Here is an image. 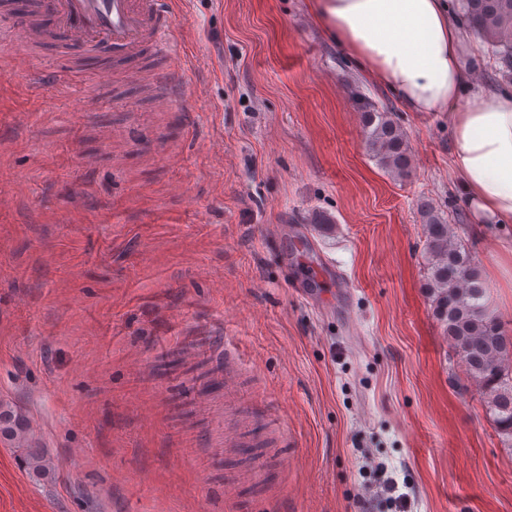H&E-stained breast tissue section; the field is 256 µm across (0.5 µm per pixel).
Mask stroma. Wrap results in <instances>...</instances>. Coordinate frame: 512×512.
I'll return each mask as SVG.
<instances>
[{"label":"stroma","instance_id":"35a3bbf8","mask_svg":"<svg viewBox=\"0 0 512 512\" xmlns=\"http://www.w3.org/2000/svg\"><path fill=\"white\" fill-rule=\"evenodd\" d=\"M163 7L184 39L176 58L141 57L137 87L117 61L106 82L93 60L61 71L49 45L15 68L0 37V192L14 199L0 213V399L37 423L48 464L36 475L0 443V512H225L230 480L236 512H396L382 467L411 512H512V448L449 359L426 288L429 199L512 330V225L475 219L447 115L361 79L305 0ZM167 69L182 104L156 112ZM351 86L405 131L409 177L368 155ZM320 212L335 219L315 248L344 273L340 298L264 233ZM217 332L241 395L199 409L189 392ZM228 423L234 449L216 444Z\"/></svg>","mask_w":512,"mask_h":512}]
</instances>
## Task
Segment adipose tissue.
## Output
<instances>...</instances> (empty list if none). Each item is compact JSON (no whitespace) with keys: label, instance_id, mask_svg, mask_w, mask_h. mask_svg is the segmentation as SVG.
<instances>
[{"label":"adipose tissue","instance_id":"1","mask_svg":"<svg viewBox=\"0 0 512 512\" xmlns=\"http://www.w3.org/2000/svg\"><path fill=\"white\" fill-rule=\"evenodd\" d=\"M308 14L408 111L449 118L451 165L475 215L512 223V91L475 85L446 0H305Z\"/></svg>","mask_w":512,"mask_h":512}]
</instances>
